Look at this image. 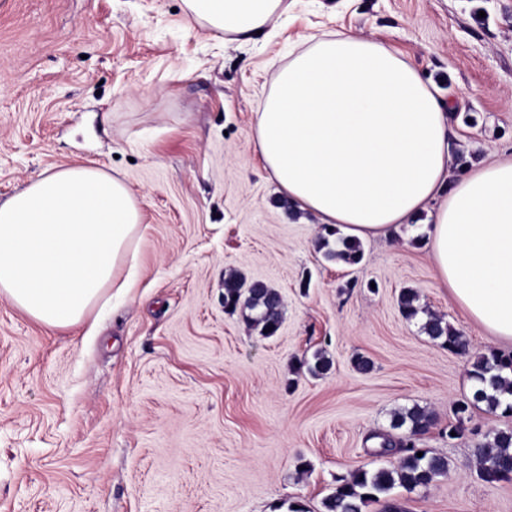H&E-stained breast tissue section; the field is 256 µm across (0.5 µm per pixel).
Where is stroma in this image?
<instances>
[{
    "mask_svg": "<svg viewBox=\"0 0 512 512\" xmlns=\"http://www.w3.org/2000/svg\"><path fill=\"white\" fill-rule=\"evenodd\" d=\"M227 41L183 0H0V202L69 164L125 180L142 211L134 288L98 321L47 329L0 297V512H324L337 478L395 466L375 435L395 409L447 476L389 500L403 512H512L472 449L512 416L470 397L476 357L512 343L436 287L424 237L362 243L348 265L318 249L251 137L278 66L305 38L369 36L400 50L449 103L451 176L512 155V0H284ZM275 288L278 333L224 310V274ZM413 288L469 343L455 353L403 318ZM330 371L310 375L315 351ZM363 356L370 372L355 369ZM462 426L459 438L448 430Z\"/></svg>",
    "mask_w": 512,
    "mask_h": 512,
    "instance_id": "35a3bbf8",
    "label": "stroma"
}]
</instances>
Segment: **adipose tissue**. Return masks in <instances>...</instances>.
Here are the masks:
<instances>
[{"instance_id": "ef3b65f1", "label": "adipose tissue", "mask_w": 512, "mask_h": 512, "mask_svg": "<svg viewBox=\"0 0 512 512\" xmlns=\"http://www.w3.org/2000/svg\"><path fill=\"white\" fill-rule=\"evenodd\" d=\"M189 16L236 39L265 28L283 0H183ZM251 137L298 210L351 238L390 237L428 216L438 287L477 328L512 342V157L450 180L448 114L416 66L374 38L312 36L274 73ZM142 214L104 169L43 171L0 204V297L38 323L84 321L137 274Z\"/></svg>"}]
</instances>
